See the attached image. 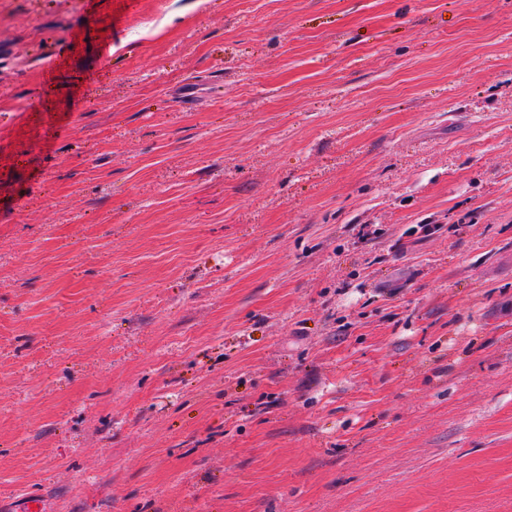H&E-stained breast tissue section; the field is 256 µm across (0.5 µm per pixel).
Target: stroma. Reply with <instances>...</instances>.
<instances>
[{
	"label": "stroma",
	"mask_w": 512,
	"mask_h": 512,
	"mask_svg": "<svg viewBox=\"0 0 512 512\" xmlns=\"http://www.w3.org/2000/svg\"><path fill=\"white\" fill-rule=\"evenodd\" d=\"M512 512V0H0V512Z\"/></svg>",
	"instance_id": "35a3bbf8"
}]
</instances>
